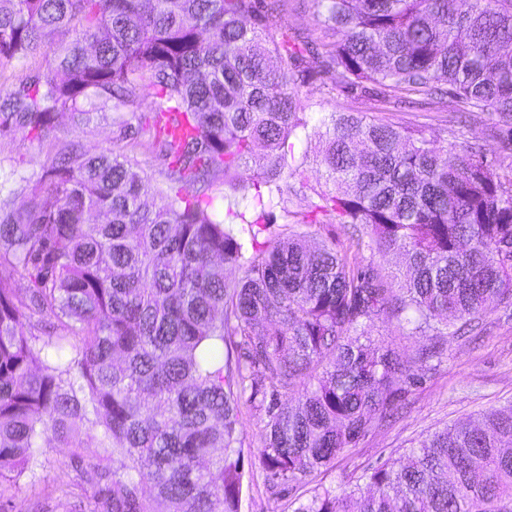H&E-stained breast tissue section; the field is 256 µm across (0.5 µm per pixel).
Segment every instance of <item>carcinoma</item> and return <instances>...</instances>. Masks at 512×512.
<instances>
[{"instance_id":"cac0c4a2","label":"carcinoma","mask_w":512,"mask_h":512,"mask_svg":"<svg viewBox=\"0 0 512 512\" xmlns=\"http://www.w3.org/2000/svg\"><path fill=\"white\" fill-rule=\"evenodd\" d=\"M310 2L339 35L319 56L337 86L492 112L512 156V0ZM287 11L288 0H0V61L45 59L0 89V140L21 131L50 145L59 117L88 126L112 112L116 140L144 132L165 161L154 184L134 157L77 140L37 177L12 170L0 195V481L33 470L51 442L81 457L69 438L87 423L104 462L98 512H237L234 388L264 413L260 462L286 492L438 371L448 337L476 329L493 301L512 306V170L302 99L315 51ZM299 144L318 149L317 168ZM217 182L254 190L252 213L217 218ZM297 183L310 203L293 213ZM276 207L297 220L272 229ZM312 224L358 228L367 263L334 238L309 245L298 227ZM390 254L402 267L387 280L374 260ZM380 319L423 342L414 357L374 345ZM232 334L243 369L209 355ZM299 512H512V403Z\"/></svg>"}]
</instances>
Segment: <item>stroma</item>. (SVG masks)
Segmentation results:
<instances>
[{
	"instance_id": "35a3bbf8",
	"label": "stroma",
	"mask_w": 512,
	"mask_h": 512,
	"mask_svg": "<svg viewBox=\"0 0 512 512\" xmlns=\"http://www.w3.org/2000/svg\"><path fill=\"white\" fill-rule=\"evenodd\" d=\"M305 92L312 98L324 99L330 111L363 112L376 120L422 130L426 138L442 143L456 138L481 146L487 155L498 153L496 118L485 112H472L453 102L442 113L387 107L377 85L366 82L357 90L342 91L336 89L333 78L323 73L315 75ZM73 139L82 140L91 149L133 154L141 169L152 176L158 175L164 164L157 150L145 145L134 148L128 142L113 140L111 123L82 129L66 119L58 140L51 146H42L22 132L0 146V190L12 188L11 170L29 176L38 174L47 154L64 151ZM481 322L480 331L449 339L447 363L412 388L403 408L377 422L332 465L293 483L282 494L270 489L259 460L265 423L248 398L240 397L236 433L242 486L238 512H299L323 490L355 486L365 471L404 456L426 435L512 401V309L489 306ZM77 438L83 444L82 459H75L71 449L50 444L43 448L34 473L15 484H0V497L5 500L0 512H63L66 502L82 507L83 512H92L95 486L91 473L97 464L94 432L80 427Z\"/></svg>"
}]
</instances>
